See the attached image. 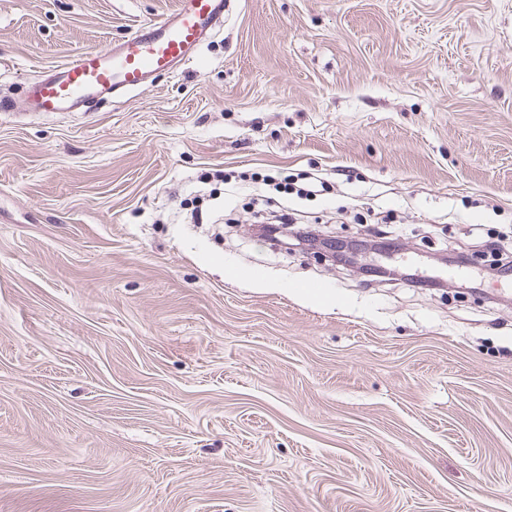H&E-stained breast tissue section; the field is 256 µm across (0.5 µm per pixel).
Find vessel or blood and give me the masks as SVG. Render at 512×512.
Masks as SVG:
<instances>
[{"mask_svg":"<svg viewBox=\"0 0 512 512\" xmlns=\"http://www.w3.org/2000/svg\"><path fill=\"white\" fill-rule=\"evenodd\" d=\"M226 9V0H179L174 13L127 41L81 53L33 82L31 111L74 112L97 97L147 88L150 76L176 72L196 58Z\"/></svg>","mask_w":512,"mask_h":512,"instance_id":"vessel-or-blood-1","label":"vessel or blood"}]
</instances>
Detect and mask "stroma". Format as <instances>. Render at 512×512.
<instances>
[{"mask_svg": "<svg viewBox=\"0 0 512 512\" xmlns=\"http://www.w3.org/2000/svg\"><path fill=\"white\" fill-rule=\"evenodd\" d=\"M177 4L0 0V512H512V0H230L196 63L30 112Z\"/></svg>", "mask_w": 512, "mask_h": 512, "instance_id": "35a3bbf8", "label": "stroma"}]
</instances>
